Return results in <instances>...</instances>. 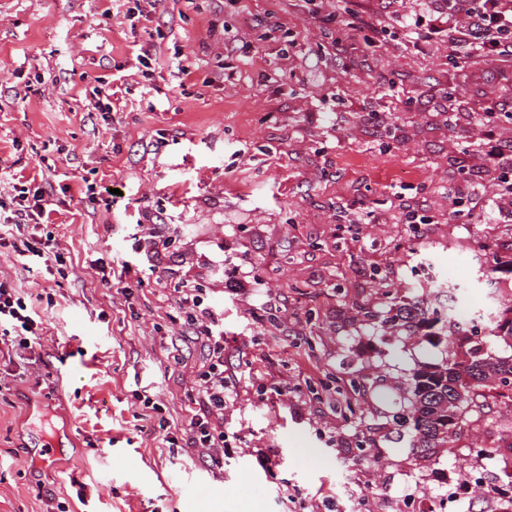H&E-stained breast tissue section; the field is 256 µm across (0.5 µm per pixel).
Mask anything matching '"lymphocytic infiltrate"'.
Listing matches in <instances>:
<instances>
[{
    "label": "lymphocytic infiltrate",
    "mask_w": 512,
    "mask_h": 512,
    "mask_svg": "<svg viewBox=\"0 0 512 512\" xmlns=\"http://www.w3.org/2000/svg\"><path fill=\"white\" fill-rule=\"evenodd\" d=\"M429 2L428 30L423 33V41L446 36L449 43L468 47L471 60L488 68L512 56V0ZM500 117L498 106L492 105L479 112H467L466 122L483 138L490 187L499 199L506 201L507 218L512 221V175L495 162L494 131ZM11 190L9 202L0 201V248L18 249L20 256L46 271L60 269L61 256L51 240L33 237L20 243L15 240L16 233L49 217L52 206L49 191L41 185L31 188L18 181L12 184ZM176 303L213 340L211 363L198 385L195 406L186 418V431L199 455L220 468L225 455L242 442L240 436L224 434V408L235 396L224 376V336L192 282L181 285ZM40 326L36 311L25 301L19 287L0 280V340L8 342L17 355H24L37 344Z\"/></svg>",
    "instance_id": "obj_1"
}]
</instances>
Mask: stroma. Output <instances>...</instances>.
<instances>
[{
    "mask_svg": "<svg viewBox=\"0 0 512 512\" xmlns=\"http://www.w3.org/2000/svg\"><path fill=\"white\" fill-rule=\"evenodd\" d=\"M127 7L0 0V160L52 184L34 231L64 261L59 276L0 252V279L44 298L30 358L0 362V512H45L50 497L71 512H282L289 488L296 512L445 498L468 449L418 457L412 422L395 420L413 372L444 349L392 321L414 312L430 269L469 303L512 299V271L477 281L476 234L505 258L512 223L484 190L479 135L446 121L451 88L472 109L502 103L495 138L512 169V59L452 68L447 37L415 40L399 22L409 5L380 0H333L326 23L307 0H140L133 26ZM136 29L159 47L148 79ZM101 84L112 109L88 111L84 90ZM454 186L465 215L452 221ZM409 209L440 232L405 223ZM96 257L136 264L141 285L106 288ZM186 280L224 321L238 392L224 431L249 445L220 469L159 428L179 433L207 363L175 302ZM275 379L288 397L268 399ZM352 379L362 413L349 419Z\"/></svg>",
    "mask_w": 512,
    "mask_h": 512,
    "instance_id": "obj_1",
    "label": "stroma"
}]
</instances>
